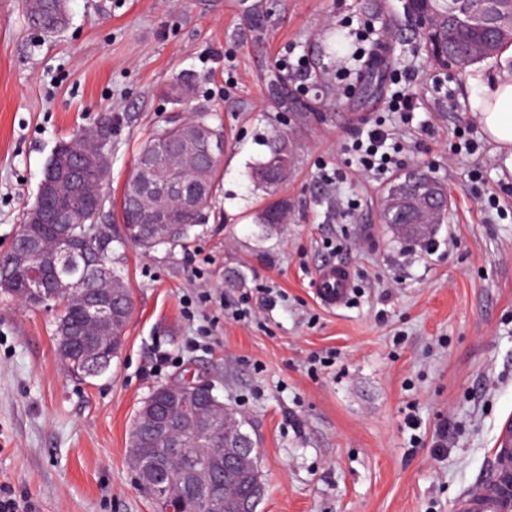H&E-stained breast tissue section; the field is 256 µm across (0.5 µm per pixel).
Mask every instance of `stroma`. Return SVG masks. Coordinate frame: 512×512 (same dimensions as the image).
I'll list each match as a JSON object with an SVG mask.
<instances>
[{
  "instance_id": "obj_1",
  "label": "stroma",
  "mask_w": 512,
  "mask_h": 512,
  "mask_svg": "<svg viewBox=\"0 0 512 512\" xmlns=\"http://www.w3.org/2000/svg\"><path fill=\"white\" fill-rule=\"evenodd\" d=\"M368 24L388 27L392 46L365 95L355 33ZM405 71L406 123L389 108ZM177 75L194 85L190 109L224 126L208 219L171 248H117L134 307L101 376L61 363L56 308L0 295V488L37 512H152L132 478L130 424L154 386L205 377L257 442L258 512H451L512 416V154L474 108L512 77V50L462 75L437 70L402 0H68L54 36L29 28L21 0H0V255L52 150L103 114V190L119 199L174 109L162 90ZM371 125L396 131L398 171L430 168L448 189L425 248L381 221L388 177L352 149ZM274 131L295 166L288 219L265 231L255 216L268 197L249 171ZM328 261L354 276L336 311L313 293ZM245 296L255 315L235 320Z\"/></svg>"
}]
</instances>
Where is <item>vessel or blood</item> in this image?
<instances>
[{"instance_id":"vessel-or-blood-1","label":"vessel or blood","mask_w":512,"mask_h":512,"mask_svg":"<svg viewBox=\"0 0 512 512\" xmlns=\"http://www.w3.org/2000/svg\"><path fill=\"white\" fill-rule=\"evenodd\" d=\"M350 268L343 264L322 266L313 290L320 304L330 310L342 308L352 291ZM453 512H512V419L499 426L488 474L463 490L455 499Z\"/></svg>"}]
</instances>
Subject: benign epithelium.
<instances>
[{"label": "benign epithelium", "mask_w": 512, "mask_h": 512, "mask_svg": "<svg viewBox=\"0 0 512 512\" xmlns=\"http://www.w3.org/2000/svg\"><path fill=\"white\" fill-rule=\"evenodd\" d=\"M494 0H464L448 3V10L462 14L468 21L487 22L493 9ZM495 38L482 45V57L494 55L496 44L512 40V22H499L494 27ZM224 155V137L204 125L186 126L181 135L170 147L172 159L185 162L189 168L173 178L167 174L159 158L148 153L141 158L139 173L132 194L137 199L150 198L156 203L153 223H166L164 214L170 200L191 213L196 211L206 196L203 178L206 170ZM112 155L100 140L95 138L83 141L80 149L66 148L56 154L53 164L47 166L39 183L40 191L47 195L57 193L65 184V178L72 179L68 189L72 199L64 208H36L27 218L28 224H68L74 212L96 206V201L86 197L84 187L76 182L84 169L107 170ZM41 241L32 236L27 250L20 252L10 247L7 259L10 266L30 271L31 285L17 302L28 306L32 303H45L60 296L80 297L86 288V277L80 274L83 267L92 265L91 256L84 253L66 237L56 244L48 260L35 265L34 255L40 250ZM94 266V265H92ZM96 277L104 284L101 292L89 303V310L95 314L100 331L118 343L123 342V315L113 308V301L122 297L124 289L112 282V270L96 265ZM59 348L66 353L67 367L77 379L84 378L86 367L102 363L100 344L93 338L78 344L76 338L65 327L59 328L57 337ZM204 392L210 395L209 403L216 405L213 417H206L201 411L185 408L177 412L172 420L160 417L158 404L154 398L146 399L138 408L137 419L156 426L159 434L176 442H184L201 433L224 436V446L207 448L214 460L207 464L189 463L185 465L176 480L168 478L166 468L170 457L162 453L157 462L149 467L132 465L137 486L151 492L159 489L165 501L162 512H185L186 501L200 492H209L214 498L216 512H224L227 504H232L231 512H256L263 494V481L256 449L250 440L240 432L239 420L235 413L224 407V402L213 397L212 384L204 379L196 382H167L157 393L172 406L182 405L187 392Z\"/></svg>", "instance_id": "1"}]
</instances>
